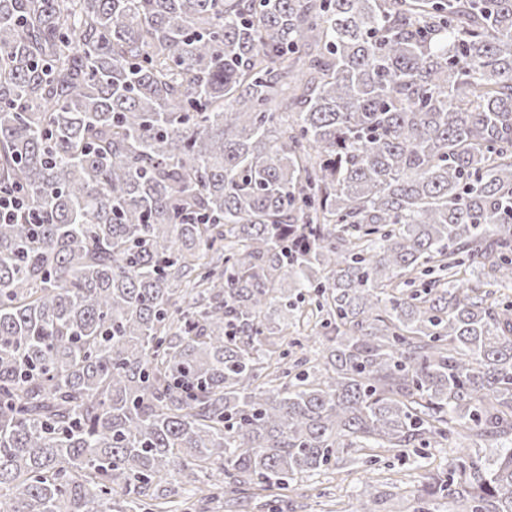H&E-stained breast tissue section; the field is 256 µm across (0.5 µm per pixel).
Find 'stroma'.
<instances>
[{"mask_svg": "<svg viewBox=\"0 0 512 512\" xmlns=\"http://www.w3.org/2000/svg\"><path fill=\"white\" fill-rule=\"evenodd\" d=\"M451 448L447 442L427 449L422 459L412 447L381 453L369 484L362 481L359 464L346 459L303 478L288 495L271 491L267 501L271 512H357L369 499L376 512H417L427 469L445 463Z\"/></svg>", "mask_w": 512, "mask_h": 512, "instance_id": "obj_1", "label": "stroma"}]
</instances>
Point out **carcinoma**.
I'll use <instances>...</instances> for the list:
<instances>
[{"label":"carcinoma","mask_w":512,"mask_h":512,"mask_svg":"<svg viewBox=\"0 0 512 512\" xmlns=\"http://www.w3.org/2000/svg\"><path fill=\"white\" fill-rule=\"evenodd\" d=\"M0 190V512L463 431L426 502L512 512V0H0Z\"/></svg>","instance_id":"carcinoma-1"}]
</instances>
